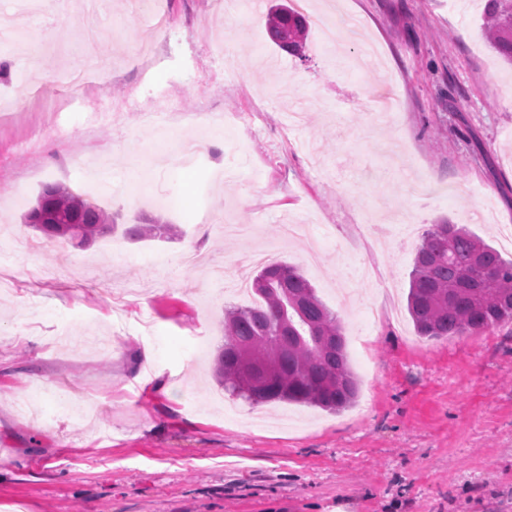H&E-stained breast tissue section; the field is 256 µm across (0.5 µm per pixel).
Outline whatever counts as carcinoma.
<instances>
[{
    "mask_svg": "<svg viewBox=\"0 0 512 512\" xmlns=\"http://www.w3.org/2000/svg\"><path fill=\"white\" fill-rule=\"evenodd\" d=\"M270 33L302 46V17L282 6L269 15ZM482 28L490 46L512 62V0H487ZM78 246L117 229V217L62 184L45 187L25 223ZM132 241L177 238L181 229L153 220L123 229ZM260 303L224 315V344L214 376L230 395L252 405L288 402L332 413L352 405L358 380L345 351L343 326L315 288L288 264L264 267L253 279ZM407 311L416 333L439 339L512 324V260L455 224H434L410 272Z\"/></svg>",
    "mask_w": 512,
    "mask_h": 512,
    "instance_id": "carcinoma-1",
    "label": "carcinoma"
}]
</instances>
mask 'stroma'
<instances>
[{"mask_svg": "<svg viewBox=\"0 0 512 512\" xmlns=\"http://www.w3.org/2000/svg\"><path fill=\"white\" fill-rule=\"evenodd\" d=\"M45 2L0 41V512H512V324L426 340L406 308L431 225L512 259V65L485 0H288L298 56L270 37L272 0H226L225 24L216 0H156L161 31L142 0H105L94 80L65 109L86 19ZM168 96L218 123L122 112ZM85 107L114 117L85 133ZM93 148L111 165L90 171ZM90 175L120 223L182 237L78 248L24 223L45 185ZM276 263L342 320L359 392L340 413L254 407L212 377L225 307L258 301L227 278Z\"/></svg>", "mask_w": 512, "mask_h": 512, "instance_id": "35a3bbf8", "label": "stroma"}]
</instances>
